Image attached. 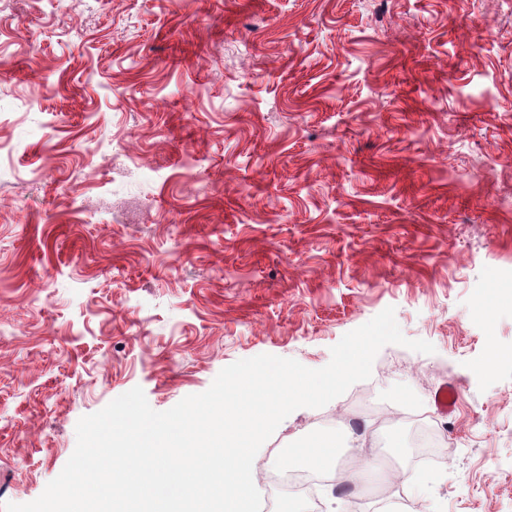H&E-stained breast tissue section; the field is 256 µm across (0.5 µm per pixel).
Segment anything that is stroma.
<instances>
[{"label": "stroma", "mask_w": 512, "mask_h": 512, "mask_svg": "<svg viewBox=\"0 0 512 512\" xmlns=\"http://www.w3.org/2000/svg\"><path fill=\"white\" fill-rule=\"evenodd\" d=\"M509 281L512 0H0V506L132 388L165 411L242 359L318 369L391 307L434 353L385 346L291 413L256 488L274 512H512V310L474 311ZM445 385L444 451L412 462L409 410ZM339 425L363 480L274 483Z\"/></svg>", "instance_id": "stroma-1"}]
</instances>
